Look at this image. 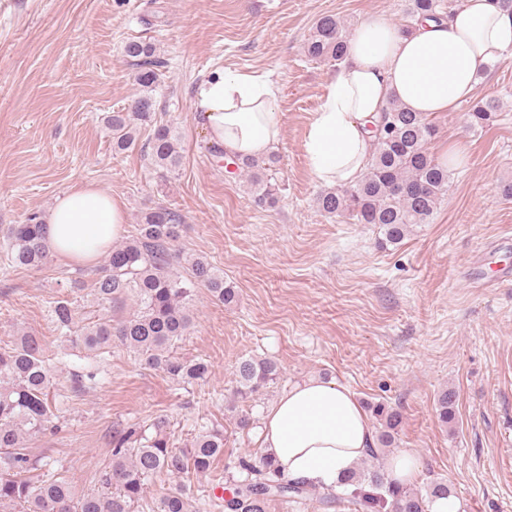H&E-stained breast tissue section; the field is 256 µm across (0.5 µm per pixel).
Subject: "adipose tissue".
Segmentation results:
<instances>
[{
    "label": "adipose tissue",
    "instance_id": "adipose-tissue-1",
    "mask_svg": "<svg viewBox=\"0 0 512 512\" xmlns=\"http://www.w3.org/2000/svg\"><path fill=\"white\" fill-rule=\"evenodd\" d=\"M508 57L512 8L502 0H461L447 17L413 21L406 31L381 18L362 22L308 126L304 149L311 173L329 186L356 182L383 112L395 105L426 117L449 111ZM194 110L211 143L235 157L263 156L281 140L276 92L257 77L215 72L197 86ZM44 222L51 252L91 263L122 236L126 211L106 191L83 185L59 196ZM373 443L365 410L336 383L295 384L264 418L262 446L288 479L336 484Z\"/></svg>",
    "mask_w": 512,
    "mask_h": 512
}]
</instances>
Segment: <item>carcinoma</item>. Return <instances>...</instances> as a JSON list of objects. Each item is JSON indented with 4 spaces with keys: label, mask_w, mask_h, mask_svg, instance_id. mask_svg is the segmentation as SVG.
<instances>
[{
    "label": "carcinoma",
    "mask_w": 512,
    "mask_h": 512,
    "mask_svg": "<svg viewBox=\"0 0 512 512\" xmlns=\"http://www.w3.org/2000/svg\"><path fill=\"white\" fill-rule=\"evenodd\" d=\"M455 6V0H409L407 17L412 20L438 18ZM343 23L334 15L318 19L307 42L308 55L317 60L340 62L347 42ZM127 57L139 61L136 82L148 90L159 79L156 48L149 42L132 40L124 45ZM499 105L488 99L471 104L470 127L483 129L497 121ZM106 124L112 132V150L121 153L136 145L137 134L148 127L150 137L144 149L152 164L162 170L178 166V135L167 124L155 120L154 102L145 93L128 112H114ZM437 135L428 118L403 108L384 113L380 136L364 176L355 184L323 190L318 208L326 214L346 216L356 224H375L381 244L401 242L415 224L430 223L448 193V169L429 151ZM277 158L238 161L246 172L255 202L273 206L278 187L272 183ZM45 224L37 216L25 224H13L6 231L0 252L3 264L11 267L40 268L52 254L46 243ZM180 217L166 207L145 213L131 239L114 247L103 266L94 273L91 296L94 304L112 314L85 324L75 321L74 302L69 296L51 306V322L56 339L64 347L86 352V362L70 368L46 354L43 338L24 334L11 345L0 347V505H11L17 512H136L144 494L158 475L180 476L192 470L206 473L224 455V432L207 429L198 434L191 448L178 449L171 443L166 420L159 418L147 426H131L112 436V458L99 472L100 489L76 495L71 483L25 451V436L59 429V408L55 385L57 376L69 375L68 390L79 394L95 384L106 353L117 341L140 364L160 369L185 384L205 378L208 365L174 355V349L189 333V305L196 289L205 288L211 299L224 305L237 300V290L224 281V275L209 263L196 259L187 271L173 267L175 243L179 238ZM130 312H125L126 306ZM280 374L273 358H243L236 367L237 396L246 400L275 381ZM456 393L442 390L436 410L443 422L455 405ZM379 422L374 446L368 456L378 460L384 449L395 442L402 416L383 402L368 405ZM229 472L230 498L224 512H267L273 498L302 499L314 484L307 480L285 479L274 461L266 455L252 461L239 458ZM339 486L351 490L355 512H431L440 500L453 496L444 480H435L425 491L400 486L387 480L382 469L352 468ZM158 512H199L197 498L189 486L163 495Z\"/></svg>",
    "instance_id": "obj_1"
}]
</instances>
